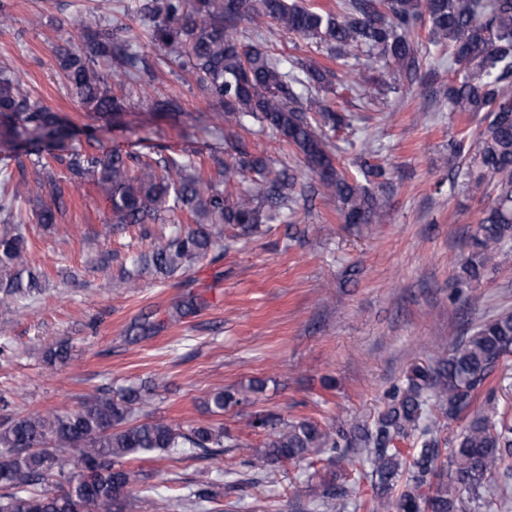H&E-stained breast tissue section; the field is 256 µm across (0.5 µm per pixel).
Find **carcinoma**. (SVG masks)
<instances>
[{"label": "carcinoma", "instance_id": "carcinoma-1", "mask_svg": "<svg viewBox=\"0 0 512 512\" xmlns=\"http://www.w3.org/2000/svg\"><path fill=\"white\" fill-rule=\"evenodd\" d=\"M124 14L140 20L152 45L219 100L224 112V140L231 161L218 162L226 192L211 177L189 173L194 159L174 154L151 161L131 152H98L93 143L64 154L71 136L66 117L31 98L17 77H0V138L24 149L38 168L32 181L6 174L0 185V223H17L14 208L36 203L35 220L58 223L64 214V189L51 162L70 178L100 188L111 204L114 224H154L165 213L189 212L214 224L252 230L263 223L264 209L291 210L297 203V178L281 170L270 174L268 159L248 150L238 129L271 133L299 154L318 176L322 193L335 199L347 224H382L386 210L375 191L389 184L382 165L362 163L361 180L334 165L328 133L352 127V117L325 98L340 76L316 64L288 65L263 43L245 42L240 24L261 33L275 23L286 32L311 40L341 62L349 81L363 87L386 63L413 84L421 80L423 61L448 56V111L484 113L475 141L463 137L453 154L466 164V189L480 196L477 224L469 236V254L458 283L481 282L489 260L512 245V0H341L337 11L304 0H132ZM82 45L57 51L69 87L87 113L112 120L122 115L123 100L95 68L110 61L112 77H153L146 58L128 39V28L112 26L102 14L77 13L71 19ZM428 31V44L419 39ZM213 246L204 228L154 239L151 250L132 257L123 283L134 288L142 270L171 274ZM44 273L32 266L21 229L0 235V309L41 291ZM204 305L189 293L177 312L188 315ZM164 321L144 315L129 329L131 344L153 337ZM512 355V311L459 337L448 356L435 365L416 366L404 388L396 389L369 427L346 438L341 430L312 419L281 425L271 413L248 414L244 426L265 431L269 439L261 464L300 463L327 453L363 456L373 496L369 512H490L506 504L512 487V417L500 411L494 391L484 390L500 360ZM155 388L101 385L85 395L74 411L34 412L0 419V512H152L154 499L133 493L135 474L128 464L149 454L178 453L186 448L204 456L239 448L218 426L176 427L152 416ZM484 406L473 410L480 393ZM249 401L216 392L210 411ZM462 421L441 440L440 419ZM403 441L412 447L402 448ZM60 478L75 483L60 492L45 484ZM224 495L223 485H203L186 497L192 508H207ZM356 495V481H325L319 506L344 512Z\"/></svg>", "mask_w": 512, "mask_h": 512}]
</instances>
